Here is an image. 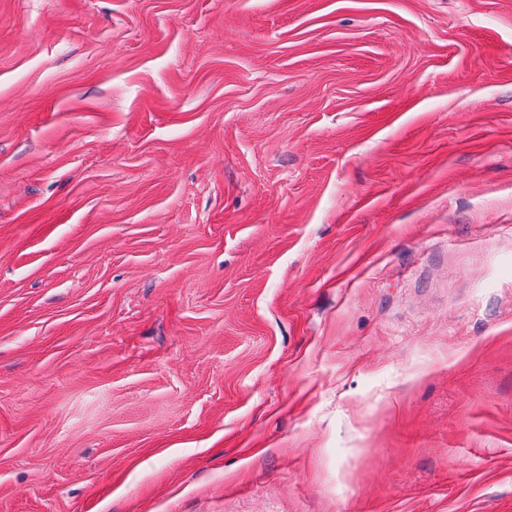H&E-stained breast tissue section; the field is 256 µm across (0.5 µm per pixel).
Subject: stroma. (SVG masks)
Listing matches in <instances>:
<instances>
[{
    "label": "stroma",
    "mask_w": 512,
    "mask_h": 512,
    "mask_svg": "<svg viewBox=\"0 0 512 512\" xmlns=\"http://www.w3.org/2000/svg\"><path fill=\"white\" fill-rule=\"evenodd\" d=\"M0 512H512V0H0Z\"/></svg>",
    "instance_id": "1"
}]
</instances>
